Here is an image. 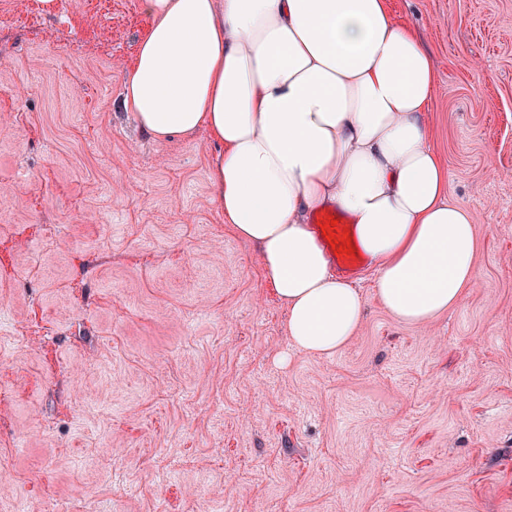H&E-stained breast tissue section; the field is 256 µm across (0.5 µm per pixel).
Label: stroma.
<instances>
[{
  "label": "stroma",
  "instance_id": "1",
  "mask_svg": "<svg viewBox=\"0 0 512 512\" xmlns=\"http://www.w3.org/2000/svg\"><path fill=\"white\" fill-rule=\"evenodd\" d=\"M387 2L478 276L421 324L355 278L362 324L313 355L207 131L122 104L141 0H0V512H512V0Z\"/></svg>",
  "mask_w": 512,
  "mask_h": 512
}]
</instances>
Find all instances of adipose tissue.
Here are the masks:
<instances>
[{"mask_svg":"<svg viewBox=\"0 0 512 512\" xmlns=\"http://www.w3.org/2000/svg\"><path fill=\"white\" fill-rule=\"evenodd\" d=\"M151 25L124 106L153 138L206 129L213 197L288 310L292 342L340 351L365 301L308 223L344 213L404 323L455 306L474 280L472 212L448 198L425 121L433 58L387 0H143Z\"/></svg>","mask_w":512,"mask_h":512,"instance_id":"adipose-tissue-1","label":"adipose tissue"}]
</instances>
